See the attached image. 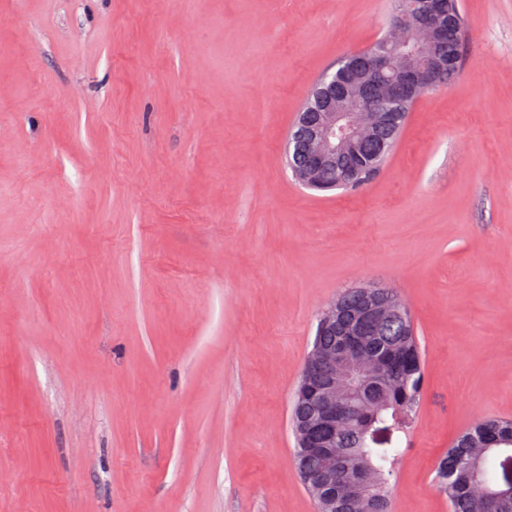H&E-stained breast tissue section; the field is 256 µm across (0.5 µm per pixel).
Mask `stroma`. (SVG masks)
I'll return each mask as SVG.
<instances>
[{"mask_svg": "<svg viewBox=\"0 0 512 512\" xmlns=\"http://www.w3.org/2000/svg\"><path fill=\"white\" fill-rule=\"evenodd\" d=\"M357 192L290 126L394 0H0V512H317L290 408L322 310L407 303L420 407L379 435L391 512L512 419V0Z\"/></svg>", "mask_w": 512, "mask_h": 512, "instance_id": "1", "label": "stroma"}]
</instances>
